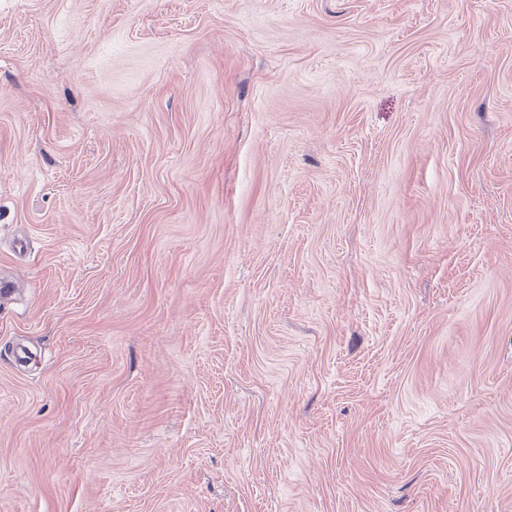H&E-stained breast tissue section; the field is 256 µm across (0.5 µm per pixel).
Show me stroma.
I'll return each instance as SVG.
<instances>
[{
	"label": "stroma",
	"mask_w": 512,
	"mask_h": 512,
	"mask_svg": "<svg viewBox=\"0 0 512 512\" xmlns=\"http://www.w3.org/2000/svg\"><path fill=\"white\" fill-rule=\"evenodd\" d=\"M0 512H512V0H0Z\"/></svg>",
	"instance_id": "1"
}]
</instances>
